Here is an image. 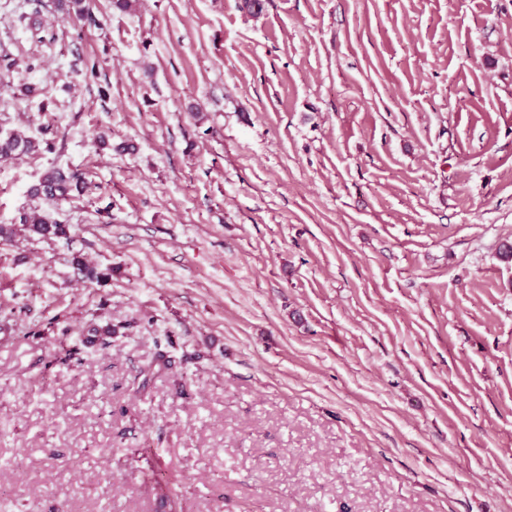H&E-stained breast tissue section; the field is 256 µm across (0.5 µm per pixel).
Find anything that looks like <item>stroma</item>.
Listing matches in <instances>:
<instances>
[{
    "label": "stroma",
    "mask_w": 512,
    "mask_h": 512,
    "mask_svg": "<svg viewBox=\"0 0 512 512\" xmlns=\"http://www.w3.org/2000/svg\"><path fill=\"white\" fill-rule=\"evenodd\" d=\"M85 3L0 0V224L92 185L0 242V512H512V0ZM43 150H50L49 142L37 140L18 131L0 134L1 159H16ZM89 189V184L78 171L60 166L47 169L28 189L32 200L65 201L76 191L82 194ZM17 220L18 222L12 224H0L1 241H11L16 236L15 224L26 226L33 235L40 238L68 239L69 237L68 226L39 206H33L23 211Z\"/></svg>",
    "instance_id": "obj_1"
}]
</instances>
